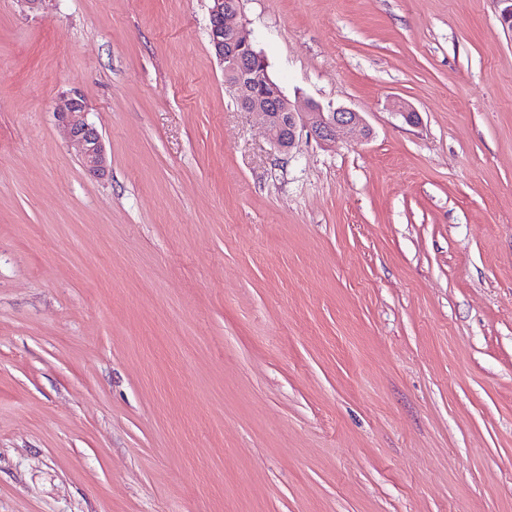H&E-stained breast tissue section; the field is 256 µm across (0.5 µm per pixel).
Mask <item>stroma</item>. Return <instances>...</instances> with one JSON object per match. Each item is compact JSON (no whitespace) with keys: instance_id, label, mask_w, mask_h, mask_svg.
I'll list each match as a JSON object with an SVG mask.
<instances>
[{"instance_id":"1","label":"stroma","mask_w":512,"mask_h":512,"mask_svg":"<svg viewBox=\"0 0 512 512\" xmlns=\"http://www.w3.org/2000/svg\"><path fill=\"white\" fill-rule=\"evenodd\" d=\"M208 7L0 0V512H512L500 0H240L287 155ZM210 1L209 41L224 82L237 107L259 117L275 149L288 154L303 132L324 145L368 134L360 112L347 107L311 102L300 112L272 80L268 62L255 49L246 27L233 22L239 0ZM86 113L84 97L74 93L56 110L55 119L66 139L79 148L84 169L99 176L108 167L106 148L97 127L86 120Z\"/></svg>"}]
</instances>
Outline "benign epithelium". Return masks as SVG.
<instances>
[{"instance_id": "7a95c632", "label": "benign epithelium", "mask_w": 512, "mask_h": 512, "mask_svg": "<svg viewBox=\"0 0 512 512\" xmlns=\"http://www.w3.org/2000/svg\"><path fill=\"white\" fill-rule=\"evenodd\" d=\"M238 3L211 0V45L237 107L259 117L273 147L287 154L304 132L324 145L367 135L363 116L350 108L318 102L310 103L305 112L296 108L272 80L268 62L255 49L246 27L234 22ZM86 113L84 97L74 93L56 110L55 119L66 139L79 148L84 169L99 176L108 167L106 148L97 127L86 120Z\"/></svg>"}]
</instances>
